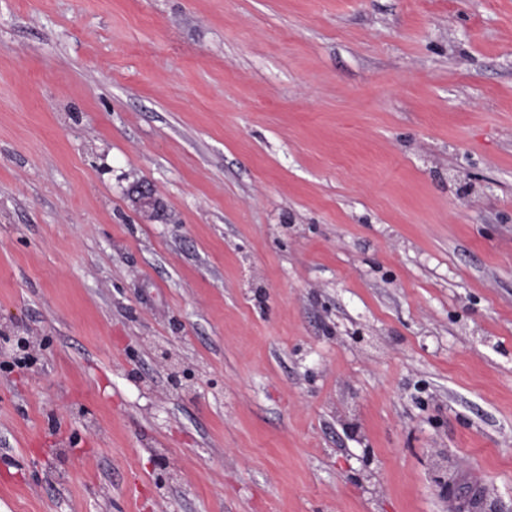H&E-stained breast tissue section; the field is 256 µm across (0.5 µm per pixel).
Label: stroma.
Here are the masks:
<instances>
[{
    "instance_id": "35a3bbf8",
    "label": "stroma",
    "mask_w": 512,
    "mask_h": 512,
    "mask_svg": "<svg viewBox=\"0 0 512 512\" xmlns=\"http://www.w3.org/2000/svg\"><path fill=\"white\" fill-rule=\"evenodd\" d=\"M4 336L0 512H512V0H0ZM489 501L484 484L480 481H475L469 496L462 501L454 503L453 510L482 512L488 510Z\"/></svg>"
}]
</instances>
